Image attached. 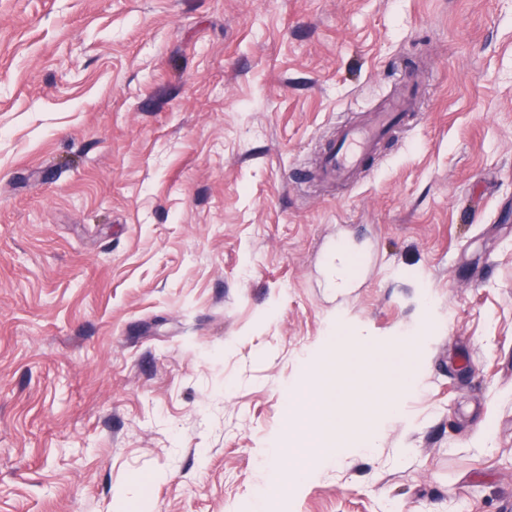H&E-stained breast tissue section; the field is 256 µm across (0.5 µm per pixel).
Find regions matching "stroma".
<instances>
[{
    "mask_svg": "<svg viewBox=\"0 0 512 512\" xmlns=\"http://www.w3.org/2000/svg\"><path fill=\"white\" fill-rule=\"evenodd\" d=\"M409 80L359 180L313 179ZM511 507L512 0H0V512ZM311 397L320 407L321 423L308 431L311 439L318 442L328 439L335 432L334 425L340 420L335 409V385L332 372L321 370L317 375L316 384L311 389Z\"/></svg>",
    "mask_w": 512,
    "mask_h": 512,
    "instance_id": "35a3bbf8",
    "label": "stroma"
}]
</instances>
